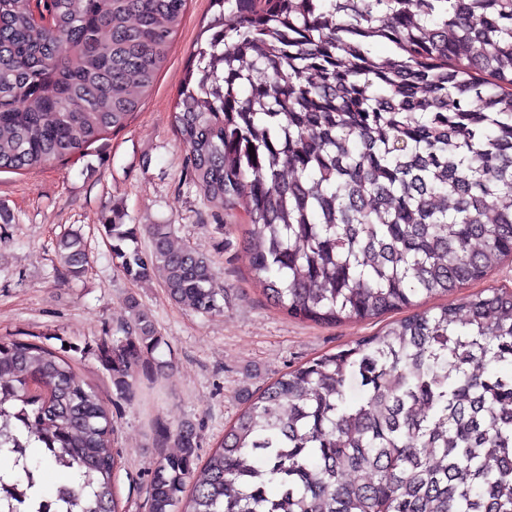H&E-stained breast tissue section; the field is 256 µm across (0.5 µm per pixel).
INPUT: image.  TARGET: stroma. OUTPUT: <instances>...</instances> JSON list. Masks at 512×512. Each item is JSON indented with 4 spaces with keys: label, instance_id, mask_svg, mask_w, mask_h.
Listing matches in <instances>:
<instances>
[{
    "label": "stroma",
    "instance_id": "obj_1",
    "mask_svg": "<svg viewBox=\"0 0 512 512\" xmlns=\"http://www.w3.org/2000/svg\"><path fill=\"white\" fill-rule=\"evenodd\" d=\"M214 15L210 0H188L166 61L126 127L83 153L43 168L0 173V336L65 350L99 391L122 456L115 483L123 512H148L157 458L171 452L160 428L189 425L207 458L243 408L283 373L385 326V319L334 327L300 322L270 303L250 275L243 208L210 203L190 179L187 152L171 123L188 56ZM128 224H170L175 245L209 255L224 289L220 312L203 315L169 298L161 276L139 282L112 257L103 225L112 212ZM80 231L91 264L61 278L56 242ZM146 311L163 344L164 372L138 374L132 398L119 397L98 345Z\"/></svg>",
    "mask_w": 512,
    "mask_h": 512
}]
</instances>
